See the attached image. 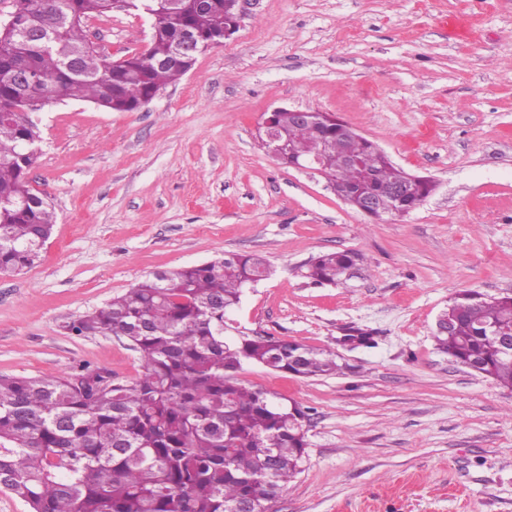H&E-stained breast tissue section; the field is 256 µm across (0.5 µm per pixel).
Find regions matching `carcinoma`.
<instances>
[{
    "instance_id": "carcinoma-1",
    "label": "carcinoma",
    "mask_w": 512,
    "mask_h": 512,
    "mask_svg": "<svg viewBox=\"0 0 512 512\" xmlns=\"http://www.w3.org/2000/svg\"><path fill=\"white\" fill-rule=\"evenodd\" d=\"M126 0H14L22 27L56 17L52 43L27 41L0 29V272L32 268L51 238L55 212L31 188L40 135L25 109L83 99L113 112H130L150 92L179 81L195 61L157 65L188 28L220 39L236 26L224 0H179L161 18L147 50L109 61L88 50L83 23ZM23 67L40 81L21 98L6 74ZM24 113L17 114L15 110ZM279 142L318 157L336 184L385 195L409 183L410 173L378 147L336 120L319 129L275 117ZM363 257L354 251L320 254L302 276L336 284ZM270 266L258 254L157 271L104 306L68 323L79 336H124L139 354L142 374L115 382L106 370L80 366L61 376H0V479L28 512H270L283 487L301 471L306 413L237 372L245 363L298 377L339 369L335 351L275 336L224 338V318L246 285L264 280ZM452 325L434 339L456 362L512 388V295L493 300L463 291L449 305Z\"/></svg>"
}]
</instances>
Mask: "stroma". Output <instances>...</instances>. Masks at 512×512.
I'll use <instances>...</instances> for the list:
<instances>
[{"instance_id":"35a3bbf8","label":"stroma","mask_w":512,"mask_h":512,"mask_svg":"<svg viewBox=\"0 0 512 512\" xmlns=\"http://www.w3.org/2000/svg\"><path fill=\"white\" fill-rule=\"evenodd\" d=\"M84 30L115 60L146 49L152 21L115 10ZM276 107L336 115L432 193L402 217L350 208L263 147ZM31 118L28 178L56 225L40 263L0 273V375L136 379L125 337L66 323L154 272L259 254L273 274L245 289L227 337L331 347L342 366L238 373L309 415L303 470L271 512H512V388L433 340L456 293L512 294V0H260L139 110L70 99ZM346 250L364 256L347 283L301 277ZM358 332L374 347L340 345Z\"/></svg>"}]
</instances>
